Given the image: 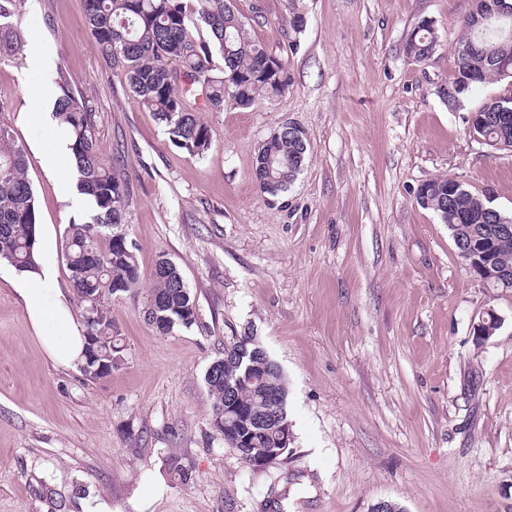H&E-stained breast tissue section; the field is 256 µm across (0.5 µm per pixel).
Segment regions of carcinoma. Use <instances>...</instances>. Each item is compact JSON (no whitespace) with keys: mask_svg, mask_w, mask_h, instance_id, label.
Instances as JSON below:
<instances>
[{"mask_svg":"<svg viewBox=\"0 0 512 512\" xmlns=\"http://www.w3.org/2000/svg\"><path fill=\"white\" fill-rule=\"evenodd\" d=\"M21 0H0V59L18 49L20 37L3 20L15 15ZM478 15L488 17L476 27L466 18L457 50L456 69L448 87L455 91L448 105L460 104L475 86L504 82L512 86V0H479ZM89 29L101 54L113 69L126 73L132 96L154 113L167 128L174 146L195 155L211 145L207 124L191 108L189 99H202L211 112L224 111L226 101L248 108L260 98H274L288 90L291 77L286 63L253 40L248 27L260 23L261 13L248 18L233 0H199L198 21L188 16L184 0H84ZM203 23L209 39L197 35ZM438 45L437 33L422 28L404 46L415 63L428 60ZM224 67L218 68L214 57ZM56 118L67 131L74 158L76 187L91 204L92 221L68 226L64 260L72 286L83 304L86 336L97 341L99 366L112 373L122 346L113 336L111 300L118 292L141 285L140 269L129 240L119 243L115 234L126 224L127 184L118 169L96 151L97 114L75 90L70 80L59 75ZM512 101L502 96L484 101L477 111L483 116L476 133L484 145L497 151L512 147ZM278 160L277 193L295 181L308 154V142L288 137L266 148ZM428 201L415 195L417 204L429 209L448 225L452 238L488 253L503 269H512V236H498L497 226L512 224V216L490 204L483 193L449 178L428 181ZM38 219L33 187L26 174L25 150L13 128L0 119V263L19 271L38 267ZM148 294L156 300L152 326L166 335L197 322L195 298L177 266L171 272L153 271ZM212 404V423L222 431L224 408L235 405L245 417L238 433L241 441L226 440L240 458L250 462L276 447L283 426L289 423L288 388L282 371L252 336H227L224 357L213 362L204 377ZM282 399L280 419L258 426L254 420L267 414L269 398Z\"/></svg>","mask_w":512,"mask_h":512,"instance_id":"obj_1","label":"carcinoma"}]
</instances>
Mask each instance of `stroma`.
I'll return each instance as SVG.
<instances>
[{
	"label": "stroma",
	"mask_w": 512,
	"mask_h": 512,
	"mask_svg": "<svg viewBox=\"0 0 512 512\" xmlns=\"http://www.w3.org/2000/svg\"><path fill=\"white\" fill-rule=\"evenodd\" d=\"M265 21L250 33L283 59L288 90L240 109L200 110L211 147H175L109 68L83 0H25L18 52L0 60V116L27 154L42 261L75 315L63 261L83 220L66 131L53 117L58 73L97 114V148L128 187L138 290L112 298L124 347L111 375L86 380L43 352L0 264V512H512V290L487 287L457 257L446 224L415 201L448 177L512 212V153L470 135L468 119L503 86L456 107L442 95L470 0H234ZM306 19L293 32L294 13ZM439 36L425 63L403 46L420 20ZM39 34L50 56L29 65ZM309 158L288 192L262 194L258 150L283 124ZM57 168H50L49 158ZM167 257L197 302L189 328L145 320L155 262ZM499 329L479 340L486 311ZM256 337L288 387L292 442L246 465L212 424L204 375L229 330ZM180 458L192 473L168 469Z\"/></svg>",
	"instance_id": "1"
}]
</instances>
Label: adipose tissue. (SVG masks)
<instances>
[{
	"label": "adipose tissue",
	"instance_id": "1",
	"mask_svg": "<svg viewBox=\"0 0 512 512\" xmlns=\"http://www.w3.org/2000/svg\"><path fill=\"white\" fill-rule=\"evenodd\" d=\"M17 293L48 358L61 367L83 364L85 328L56 288L54 270L48 267L36 279L19 281Z\"/></svg>",
	"mask_w": 512,
	"mask_h": 512
}]
</instances>
